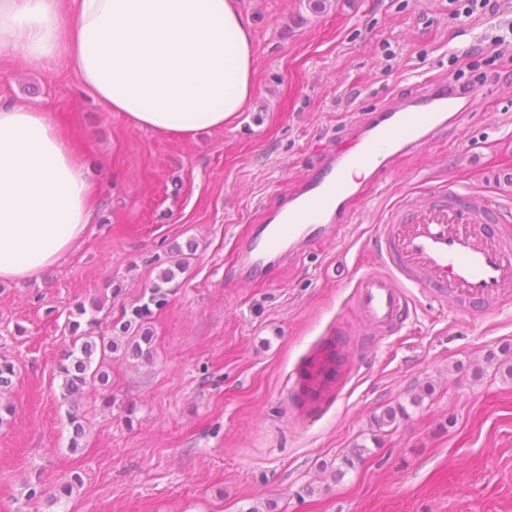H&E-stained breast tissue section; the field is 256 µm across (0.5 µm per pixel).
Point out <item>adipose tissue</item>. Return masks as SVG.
Masks as SVG:
<instances>
[{
  "mask_svg": "<svg viewBox=\"0 0 512 512\" xmlns=\"http://www.w3.org/2000/svg\"><path fill=\"white\" fill-rule=\"evenodd\" d=\"M0 47L43 72L65 63L108 111L168 136L223 128L253 91L254 41L234 0H0ZM94 188L50 113L0 100V281L74 249Z\"/></svg>",
  "mask_w": 512,
  "mask_h": 512,
  "instance_id": "ef3b65f1",
  "label": "adipose tissue"
}]
</instances>
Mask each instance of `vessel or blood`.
Listing matches in <instances>:
<instances>
[{
	"instance_id": "obj_1",
	"label": "vessel or blood",
	"mask_w": 512,
	"mask_h": 512,
	"mask_svg": "<svg viewBox=\"0 0 512 512\" xmlns=\"http://www.w3.org/2000/svg\"><path fill=\"white\" fill-rule=\"evenodd\" d=\"M459 104L447 86L427 87L406 101L369 114L353 133L355 152L337 151L274 206L267 224L241 243L239 272L258 276L283 258H297L315 243L341 236L353 220L359 194L347 179L352 168L382 176L391 158L447 127ZM499 206L475 204L469 193L433 191L404 196L380 226L376 269L354 286L358 315L379 336L397 332L412 306L410 289L467 305L498 304L512 297V237L498 227ZM350 350L336 338L330 352L316 354L310 373L327 377L348 371Z\"/></svg>"
}]
</instances>
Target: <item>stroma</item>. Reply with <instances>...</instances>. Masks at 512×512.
Returning <instances> with one entry per match:
<instances>
[{
  "mask_svg": "<svg viewBox=\"0 0 512 512\" xmlns=\"http://www.w3.org/2000/svg\"><path fill=\"white\" fill-rule=\"evenodd\" d=\"M256 45L254 92L224 128L180 139L107 111L65 65L45 73L0 49V100L51 113L92 170L96 221L57 264L0 281V355L16 366L0 396V512H53L26 483L70 472L83 484L60 512H512V378L487 361L512 344V308L438 307L416 295L381 338L352 309L379 226L404 193L435 187L500 200L512 234V7L451 19L449 0H237ZM487 73L447 129L395 156L366 186L345 238L241 276L237 241L347 137L365 114ZM194 245L155 309L150 360L113 362L108 391L80 409L91 429L70 448L58 363L75 305L100 299L118 320L157 278L172 246ZM348 331L354 367L316 417L296 395L311 355ZM424 391L419 405L414 392ZM403 406L389 432L372 418ZM362 462H330L358 445ZM313 493H306V486Z\"/></svg>",
  "mask_w": 512,
  "mask_h": 512,
  "instance_id": "35a3bbf8",
  "label": "stroma"
}]
</instances>
